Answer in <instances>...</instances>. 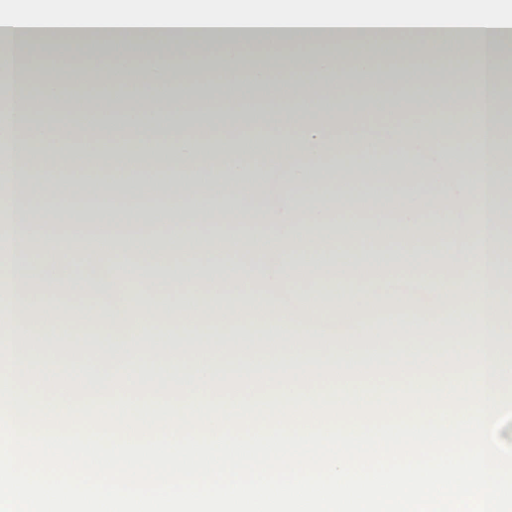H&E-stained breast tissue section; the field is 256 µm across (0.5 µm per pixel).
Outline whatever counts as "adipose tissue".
<instances>
[{
  "instance_id": "ef3b65f1",
  "label": "adipose tissue",
  "mask_w": 512,
  "mask_h": 512,
  "mask_svg": "<svg viewBox=\"0 0 512 512\" xmlns=\"http://www.w3.org/2000/svg\"><path fill=\"white\" fill-rule=\"evenodd\" d=\"M102 29V46L119 31L134 35L147 55H108L105 66L87 64L82 91L70 93L65 78L38 67V56L83 60L76 31ZM262 50L250 53L248 42ZM455 52L465 69L433 66ZM421 61L415 79L405 70L382 69L383 55ZM512 0H36L29 7H0V345L11 344L20 361H48L41 337L29 335L28 308L46 312V329L60 319L73 322L99 315L116 327L113 356L133 360H177L176 346L153 343L142 324L161 321L195 331L193 359L213 360L233 353L264 356L308 355L319 336L354 326L372 305L377 267L412 276L417 301L395 313L385 326L361 328L341 353L376 351L380 340L415 334L428 339L448 323L446 296L462 315L453 352L480 348L490 357H512V344L500 332L512 312L499 286L504 257L499 248L507 224L504 199L512 185V114L502 109L501 92L512 86ZM225 82L246 78L258 103L244 106L228 98L223 108L203 94L213 69ZM135 72L133 94H101V87H125ZM287 73L299 87L285 99L272 82ZM366 89L402 88L394 111L417 115L414 123L370 125L367 99L351 94ZM455 86L470 103L461 120L445 95ZM56 108L57 118L37 122ZM94 115L87 127L86 115ZM196 135H188L187 127ZM218 131L221 148L210 149L200 131ZM281 147V165L264 170L255 154L239 149L248 135ZM457 143L456 165L445 145ZM399 148L411 165H377L382 145ZM53 164L34 179V151ZM88 159L81 183L109 191L122 182L126 193L146 187L167 201L169 246L148 234L150 213L116 206L106 230L116 262H105L101 246L73 249L70 241L48 236V247L34 251L32 220L42 211L63 216L76 229L88 226L91 212L72 208L60 192L72 167V153ZM223 171L220 187L203 174ZM394 183L396 195L369 198V187ZM278 192L281 206L268 204ZM224 209L243 214L242 224H203L201 209L214 197ZM481 201L466 212L467 199ZM448 209H439L441 201ZM394 208L395 222L336 224L332 216L366 203ZM440 227L451 247L435 245ZM271 236L278 248L268 254L254 240ZM185 263H177L180 255ZM474 270L469 282L458 273ZM196 284L198 309L173 293L176 284ZM310 282L333 311L312 308L308 295H289L293 283ZM132 284L147 305L131 302L116 289ZM97 297L95 311L79 305ZM233 334L210 335L213 322ZM246 321L270 326L264 341L236 334Z\"/></svg>"
}]
</instances>
